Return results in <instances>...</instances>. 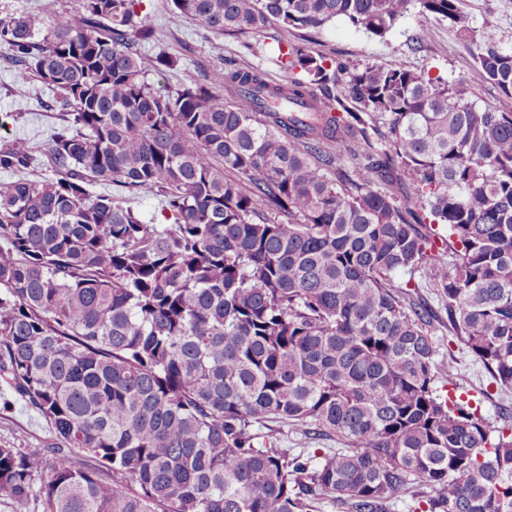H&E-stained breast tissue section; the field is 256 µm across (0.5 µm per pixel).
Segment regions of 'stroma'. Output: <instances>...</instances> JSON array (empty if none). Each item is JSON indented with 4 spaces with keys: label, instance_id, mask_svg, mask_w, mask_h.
Segmentation results:
<instances>
[{
    "label": "stroma",
    "instance_id": "35a3bbf8",
    "mask_svg": "<svg viewBox=\"0 0 512 512\" xmlns=\"http://www.w3.org/2000/svg\"><path fill=\"white\" fill-rule=\"evenodd\" d=\"M151 24L160 47L179 55L176 68L151 75L159 90L177 88L187 74L205 73L225 63L257 66L274 80L282 74L272 51L274 29L248 36H218L175 17L170 0H146ZM460 9L477 27L484 40L512 46V0H461ZM431 25L433 35L421 48L411 46V38L422 25ZM313 53L338 58L361 67L378 64L426 70L431 75L461 79L482 103L512 111V97L486 80L475 61V47L464 40L449 22H425L418 14H408L386 40L368 37L345 22L333 23L316 33L309 44ZM51 92L40 83L19 86L11 68L0 60V113H15V120L0 128V145L23 144L39 147L53 128L59 114L50 106ZM438 359L448 363L461 390L470 394L487 391L478 415L490 432L504 425V411H512V390L500 389L483 364L448 331L447 318L429 326ZM54 435L45 421L6 388L0 386V447L35 450L52 442Z\"/></svg>",
    "mask_w": 512,
    "mask_h": 512
}]
</instances>
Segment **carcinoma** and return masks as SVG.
<instances>
[{"label": "carcinoma", "instance_id": "1", "mask_svg": "<svg viewBox=\"0 0 512 512\" xmlns=\"http://www.w3.org/2000/svg\"><path fill=\"white\" fill-rule=\"evenodd\" d=\"M143 2L0 12V58L62 120L38 151L0 146V383L56 435L0 447V498L389 512L422 484L423 512H512V433L438 393L434 314L392 278L428 266L448 331L512 389V112L307 43L336 20L383 39L415 9L454 24L510 97L512 48L479 41L460 0H172L215 35L276 28L284 79L230 64L162 92L149 75L178 59L144 49ZM39 156L52 176L30 179ZM396 177L402 196L380 188ZM142 192L168 223L129 205ZM272 422L346 447L293 454Z\"/></svg>", "mask_w": 512, "mask_h": 512}]
</instances>
